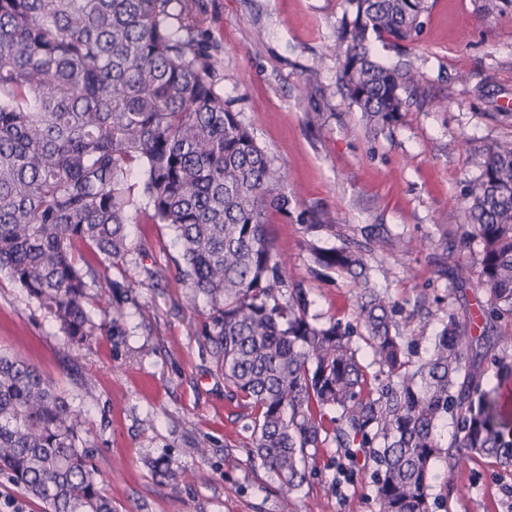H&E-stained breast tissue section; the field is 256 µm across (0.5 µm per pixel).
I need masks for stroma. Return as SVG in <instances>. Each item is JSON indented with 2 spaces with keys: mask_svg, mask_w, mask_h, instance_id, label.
Here are the masks:
<instances>
[{
  "mask_svg": "<svg viewBox=\"0 0 512 512\" xmlns=\"http://www.w3.org/2000/svg\"><path fill=\"white\" fill-rule=\"evenodd\" d=\"M194 23L214 46L217 90L231 100L256 140L277 160L296 206L270 215L275 247L302 281L320 320L356 323L358 290L349 279L315 276L303 247L302 215L329 212L345 235L372 236L373 280L395 302L414 355L449 311L480 333L487 295L479 246L453 235L467 223L463 195L479 173L483 145L512 135L492 120L512 113V0H433L413 52L424 75L419 94L390 129L371 131L336 77L327 48L347 0H202ZM315 85L310 97L300 88ZM447 107H431V99ZM131 263L99 306L120 303L117 329L80 349L0 273V350L22 356L76 405L100 486L113 512H283L278 485L251 452L243 411L224 392L173 263V231L146 217L127 227ZM413 240L398 251L396 237ZM150 306L141 318V306ZM169 460L174 477L155 473ZM436 512H512V468L475 456L449 473L434 464ZM294 512H376L373 468L335 445L320 449Z\"/></svg>",
  "mask_w": 512,
  "mask_h": 512,
  "instance_id": "1",
  "label": "stroma"
}]
</instances>
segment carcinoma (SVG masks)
<instances>
[{"mask_svg": "<svg viewBox=\"0 0 512 512\" xmlns=\"http://www.w3.org/2000/svg\"><path fill=\"white\" fill-rule=\"evenodd\" d=\"M337 79L373 129L395 124L423 73L409 59L430 0H348ZM199 0H0V271L75 346L102 329L89 291L112 287L134 248L141 209L181 244L185 301L202 325L230 400L247 411L255 456L288 502L328 441L375 465L378 512H433L434 461L461 450L512 466V334L468 336L448 315L429 357L386 296L369 286L373 239L336 235L313 211L302 225L313 265L358 287L359 327L310 314L287 278L267 214L293 198L276 159L217 93V60L190 21ZM376 38L404 60L385 65ZM464 196L463 235L480 247L486 320L512 321V140L482 149ZM141 179L132 181L134 168ZM99 258L86 261L84 252ZM362 339L370 360L359 357ZM498 383L487 387L488 366ZM457 433H437L448 419ZM47 512H113L82 437L81 413L22 357L0 352V472Z\"/></svg>", "mask_w": 512, "mask_h": 512, "instance_id": "1", "label": "carcinoma"}]
</instances>
